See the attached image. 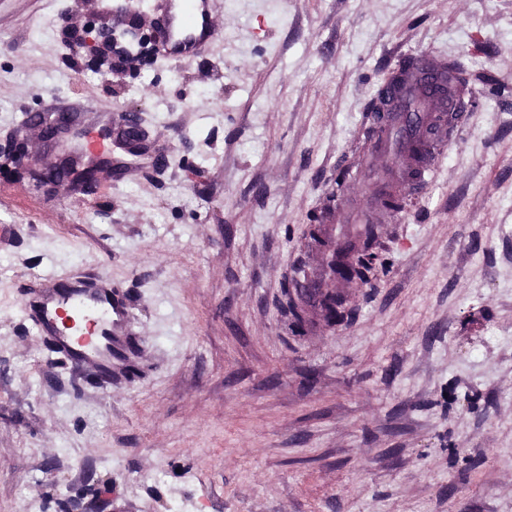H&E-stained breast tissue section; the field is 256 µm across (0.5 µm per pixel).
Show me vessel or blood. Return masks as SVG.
<instances>
[{"mask_svg": "<svg viewBox=\"0 0 512 512\" xmlns=\"http://www.w3.org/2000/svg\"><path fill=\"white\" fill-rule=\"evenodd\" d=\"M213 0H156L165 11L164 24L170 31L166 49L169 57L184 59L216 34L212 17ZM448 76L446 63L422 53L411 55L407 69L383 85L379 94L393 104V111L375 116L374 136L381 151L399 144L410 156L423 144L428 132L440 143L449 140V125H461L464 115L459 100L442 90ZM36 314V325L56 352L77 365L90 364L100 374L112 371V338L121 334L126 321L123 303L110 289L97 285L82 288H50L26 301Z\"/></svg>", "mask_w": 512, "mask_h": 512, "instance_id": "obj_1", "label": "vessel or blood"}]
</instances>
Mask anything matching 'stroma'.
Segmentation results:
<instances>
[{
    "label": "stroma",
    "instance_id": "35a3bbf8",
    "mask_svg": "<svg viewBox=\"0 0 512 512\" xmlns=\"http://www.w3.org/2000/svg\"><path fill=\"white\" fill-rule=\"evenodd\" d=\"M127 0H0V512H512V0H215L173 61L86 42ZM460 67L466 118L402 217L379 216L353 312L299 333L294 266L329 194L371 215L369 111L398 56ZM135 110L146 139L94 191L46 193L26 116ZM128 309L112 376L51 352L25 310L46 275ZM28 149L24 138L17 139L10 151L6 154L0 153V171L6 167L7 171L13 173L27 172Z\"/></svg>",
    "mask_w": 512,
    "mask_h": 512
}]
</instances>
